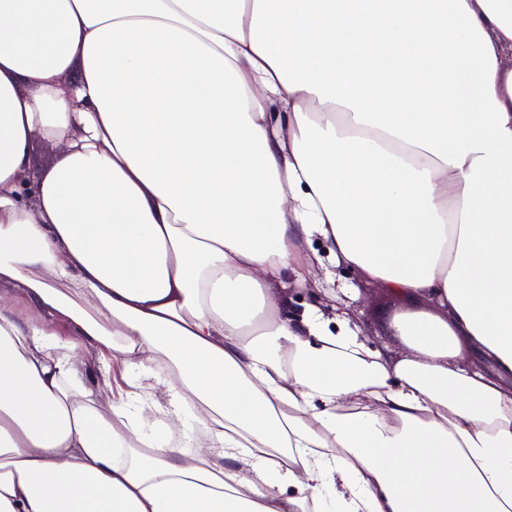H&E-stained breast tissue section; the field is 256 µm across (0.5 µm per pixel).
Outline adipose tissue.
Wrapping results in <instances>:
<instances>
[{
  "label": "adipose tissue",
  "instance_id": "obj_1",
  "mask_svg": "<svg viewBox=\"0 0 512 512\" xmlns=\"http://www.w3.org/2000/svg\"><path fill=\"white\" fill-rule=\"evenodd\" d=\"M0 512H512V0H0ZM59 149L43 138L34 137L30 148V169L23 176L27 180L32 175L46 172L57 160ZM325 266L332 274L330 277L320 267L315 274L326 310L329 311L335 303L348 305L355 322L372 345L398 346V340L391 331L393 319L399 314L425 308L423 300L394 294L360 271L335 267L329 262H325ZM341 288L346 289L343 291ZM163 378V371H160L158 378L151 377L149 379L142 380V387L137 389L139 392L146 393L148 397L153 395L154 399L158 401V403H156L149 400L144 407L142 417L148 423H153L160 419L162 417V412L167 408V401L164 395L165 386Z\"/></svg>",
  "mask_w": 512,
  "mask_h": 512
}]
</instances>
